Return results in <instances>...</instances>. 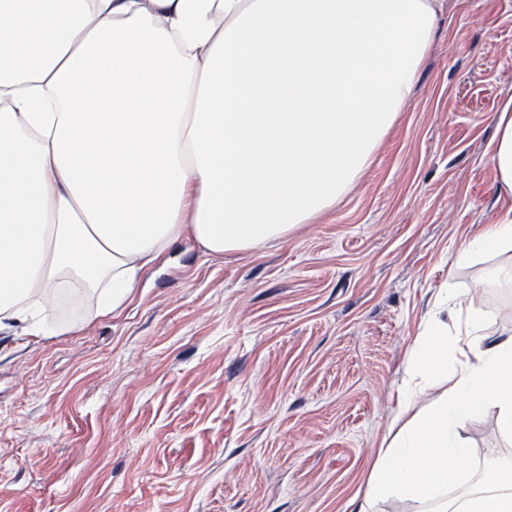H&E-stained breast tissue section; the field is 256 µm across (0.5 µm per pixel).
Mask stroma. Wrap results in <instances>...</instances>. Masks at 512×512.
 I'll return each mask as SVG.
<instances>
[{
  "label": "stroma",
  "mask_w": 512,
  "mask_h": 512,
  "mask_svg": "<svg viewBox=\"0 0 512 512\" xmlns=\"http://www.w3.org/2000/svg\"><path fill=\"white\" fill-rule=\"evenodd\" d=\"M512 99V0H443L416 86L325 212L223 254L184 235L118 312L45 304L62 336L0 328V512H350L408 409L400 389L446 290L512 336L495 255L459 246L512 211L493 161ZM466 465L512 461L494 412Z\"/></svg>",
  "instance_id": "stroma-1"
}]
</instances>
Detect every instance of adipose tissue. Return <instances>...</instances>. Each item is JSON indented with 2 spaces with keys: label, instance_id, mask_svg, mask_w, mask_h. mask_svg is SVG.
<instances>
[{
  "label": "adipose tissue",
  "instance_id": "ef3b65f1",
  "mask_svg": "<svg viewBox=\"0 0 512 512\" xmlns=\"http://www.w3.org/2000/svg\"><path fill=\"white\" fill-rule=\"evenodd\" d=\"M442 0H0V326L36 324L75 284L98 312L129 299L185 233L246 250L304 224L369 163L417 80ZM494 164L512 192V100ZM512 252V218L457 255ZM412 353L405 396L448 392L373 468L357 512H512V463L470 483L467 421L512 437V338L447 293ZM38 324V323H37Z\"/></svg>",
  "mask_w": 512,
  "mask_h": 512
}]
</instances>
